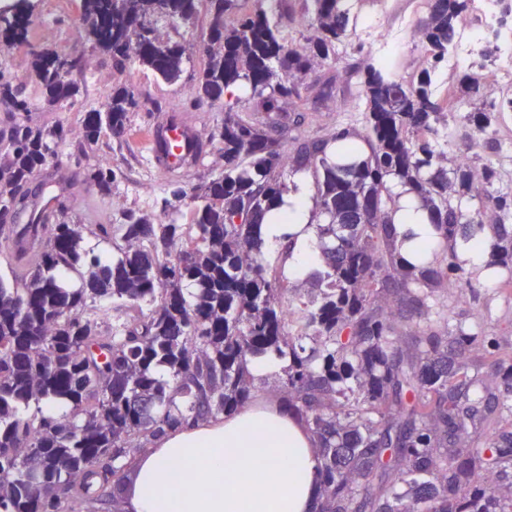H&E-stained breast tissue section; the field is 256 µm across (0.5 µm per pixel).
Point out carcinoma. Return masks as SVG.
I'll list each match as a JSON object with an SVG mask.
<instances>
[{
  "mask_svg": "<svg viewBox=\"0 0 512 512\" xmlns=\"http://www.w3.org/2000/svg\"><path fill=\"white\" fill-rule=\"evenodd\" d=\"M210 16L207 62L194 76L191 104L220 106L212 137L222 143L224 171L175 198L190 200V223L159 212L122 210L119 224H74L66 195L39 211L23 190L71 137L19 118L41 98L61 104L80 93V54L37 52L23 80L0 78V208L26 214L24 224H0V512H121L117 496L136 457L187 420L231 415L251 397L253 357L288 358L281 378L288 413L321 443L320 512H409L393 490L408 484L418 512H508L512 483L501 491L481 474L512 465V431L497 395L465 354L478 345L487 364L512 377V356L493 337L448 332L431 323L432 289L470 285L458 261L460 242L488 243L493 265L512 283V187L500 186L493 163L453 161L448 113L465 118L498 153L501 113L512 112V90L490 98L473 69L442 96L434 79L460 37L466 0H424L418 26L429 67L413 80L386 61L357 69L365 103L359 132L336 127L301 140L272 128L301 127L309 84L340 61L339 46L356 31L346 0H311L312 35L286 44L291 5L242 11L241 0H80L87 41L112 68L139 66L177 82L187 48L143 31L160 20L178 29ZM35 5L0 15V47L27 41ZM250 94L242 114L234 90ZM149 103L125 87L105 108L86 113L82 142L102 129L122 142L128 114ZM311 170L315 225L325 268L316 291L290 294L287 252H263L262 219L282 196L285 168ZM453 177H448V174ZM83 180L112 198L117 174L105 157ZM396 181L416 194L442 245L404 259L392 234ZM392 295L419 320L398 345L395 325L378 301ZM298 309L292 322L285 309ZM69 412L45 415L42 403ZM490 436L483 452L471 443Z\"/></svg>",
  "mask_w": 512,
  "mask_h": 512,
  "instance_id": "obj_1",
  "label": "carcinoma"
}]
</instances>
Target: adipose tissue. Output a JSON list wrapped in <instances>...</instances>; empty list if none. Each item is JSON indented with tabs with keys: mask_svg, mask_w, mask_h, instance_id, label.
Instances as JSON below:
<instances>
[{
	"mask_svg": "<svg viewBox=\"0 0 512 512\" xmlns=\"http://www.w3.org/2000/svg\"><path fill=\"white\" fill-rule=\"evenodd\" d=\"M393 234L403 254L433 247L438 234L416 195L397 186ZM306 182L284 196L264 218V238L294 245L292 276L318 269L322 257L310 226ZM319 442L289 415L269 405L234 416L197 421L158 437L133 463L123 491L125 512H316Z\"/></svg>",
	"mask_w": 512,
	"mask_h": 512,
	"instance_id": "1",
	"label": "adipose tissue"
}]
</instances>
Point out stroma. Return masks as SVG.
<instances>
[{"label": "stroma", "instance_id": "stroma-1", "mask_svg": "<svg viewBox=\"0 0 512 512\" xmlns=\"http://www.w3.org/2000/svg\"><path fill=\"white\" fill-rule=\"evenodd\" d=\"M423 0H359L354 6L357 16L355 34L342 47L344 65L339 68L336 91L333 97L310 113L300 128V137L314 136L316 130L327 131L343 124L363 126L364 99L357 78L349 73L348 66L368 57H386L392 61L398 74L411 76L427 65L418 38L415 36L419 21L424 17ZM36 13L40 24L32 31L29 41L10 49L0 50V71L16 79H24L29 71L32 54L47 49L58 53H79L84 69L78 74L80 93L73 103L51 105L37 103L27 118L33 124L49 128L59 119H66L72 129L71 146L60 153L50 164L57 177L70 179L87 164L88 158L110 152L112 167L119 175L117 196L126 205L160 207L163 197L170 194V176L158 174L149 162L148 152L142 141V132L148 124L161 121L171 108L183 106L190 99L193 84L192 72L202 68L206 61L204 48L208 43L209 17L199 13L194 21L179 29H172L166 22H159L162 34H177L188 48L190 61L187 76L174 84L147 77L134 69L119 73L112 70L106 57L91 50L75 32L79 12L78 0H36ZM51 26L53 36H46L44 26ZM126 87L140 96L152 98L158 107L154 110L138 109L129 115L128 146H114L110 133H103L98 144L88 147L81 144L83 118L87 110L101 108L108 102L112 91ZM450 127L460 132L458 145L471 149L476 164L490 160L500 161L507 172H512V112L504 113L499 128L500 153L493 154L484 147H471L463 134L466 124L460 113L448 115ZM471 285L467 288L438 289L434 298L442 305L444 313L433 324L440 333H447L449 325L460 324L472 331L497 338L501 346L512 351V286L503 279L486 281L481 271L468 268Z\"/></svg>", "mask_w": 512, "mask_h": 512}]
</instances>
